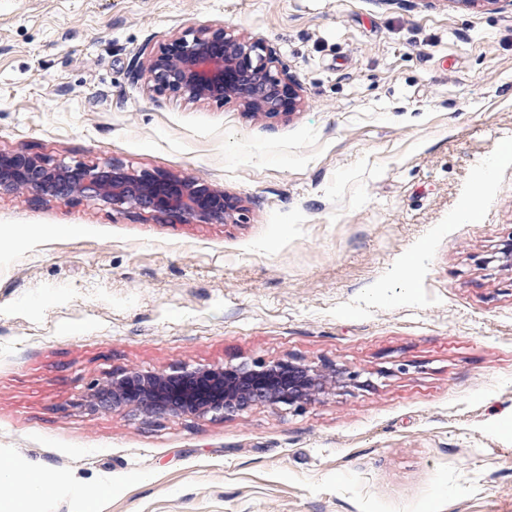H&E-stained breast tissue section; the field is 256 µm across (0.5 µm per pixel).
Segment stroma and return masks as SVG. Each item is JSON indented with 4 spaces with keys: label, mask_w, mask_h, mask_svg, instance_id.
<instances>
[{
    "label": "stroma",
    "mask_w": 512,
    "mask_h": 512,
    "mask_svg": "<svg viewBox=\"0 0 512 512\" xmlns=\"http://www.w3.org/2000/svg\"><path fill=\"white\" fill-rule=\"evenodd\" d=\"M199 25L267 45L297 111L150 92V54ZM509 141L512 0H0V153L246 208L0 194V459L111 484L100 512H512ZM287 357L361 383L288 414L83 406L115 372ZM25 186L48 198L82 197L160 221L237 224L242 206L208 183L170 173H136L120 159L67 165L28 152L0 153V193Z\"/></svg>",
    "instance_id": "1"
}]
</instances>
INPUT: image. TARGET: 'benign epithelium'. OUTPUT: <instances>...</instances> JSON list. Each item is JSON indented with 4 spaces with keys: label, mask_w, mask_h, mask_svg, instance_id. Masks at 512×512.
Here are the masks:
<instances>
[{
    "label": "benign epithelium",
    "mask_w": 512,
    "mask_h": 512,
    "mask_svg": "<svg viewBox=\"0 0 512 512\" xmlns=\"http://www.w3.org/2000/svg\"><path fill=\"white\" fill-rule=\"evenodd\" d=\"M149 89L188 103L240 102L273 119L298 106L294 83L266 45L223 26L188 27L149 57ZM25 186L48 198L82 197L157 221L234 224L242 211L208 183L170 173H136L119 160L67 165L28 152L0 153V193ZM357 375L329 361L251 360L217 368L178 367L169 372L124 371L91 389L92 410L164 416L229 418L254 406L299 410L355 382Z\"/></svg>",
    "instance_id": "benign-epithelium-1"
}]
</instances>
